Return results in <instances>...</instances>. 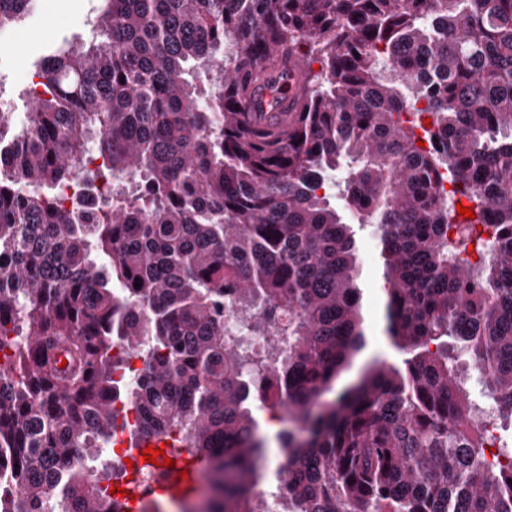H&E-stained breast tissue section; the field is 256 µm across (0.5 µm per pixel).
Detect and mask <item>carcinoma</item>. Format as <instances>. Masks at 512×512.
Segmentation results:
<instances>
[{"mask_svg": "<svg viewBox=\"0 0 512 512\" xmlns=\"http://www.w3.org/2000/svg\"><path fill=\"white\" fill-rule=\"evenodd\" d=\"M105 2L0 112V512H102L86 458L120 427L204 463L208 512H268L276 382L278 512H512V447L485 462L453 367L512 419V0ZM293 60L298 110L247 111ZM352 221L405 358L324 402L365 344ZM254 415L260 424L262 434L266 438L267 448H270V451H272L273 448H277L275 454L279 456L280 461H279L278 465L276 466V469L282 468V466L286 462L287 450L285 451V448H278V442L276 440V433L280 429L288 427V423H279V424L275 423V426H272V425L266 426V420L268 419V411H266L265 409H260L259 403L255 404ZM276 469L273 473V476L277 480Z\"/></svg>", "mask_w": 512, "mask_h": 512, "instance_id": "obj_1", "label": "carcinoma"}]
</instances>
